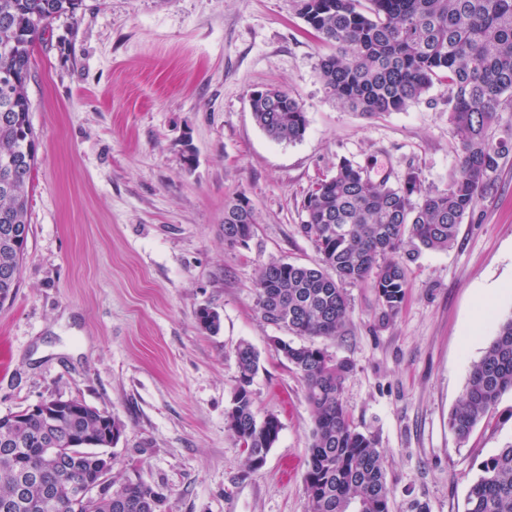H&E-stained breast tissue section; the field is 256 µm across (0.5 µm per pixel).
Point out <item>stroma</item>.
<instances>
[{"label": "stroma", "instance_id": "35a3bbf8", "mask_svg": "<svg viewBox=\"0 0 512 512\" xmlns=\"http://www.w3.org/2000/svg\"><path fill=\"white\" fill-rule=\"evenodd\" d=\"M328 51L297 0H85L53 22L27 86L38 160L20 284L0 306V417L55 397L112 413L113 482L159 490L162 512H309L312 412L276 345L288 331L257 309L258 268L318 263L303 200L339 159L438 189L458 161L444 85L369 118L327 96L316 67ZM270 86L303 105V140L255 124L249 96ZM241 194L257 224L231 248L224 206ZM408 282L387 321L372 288L349 287L342 336L315 344L352 365L344 404L382 453L391 512H464L483 461L512 440L511 391L468 439L448 424L512 315L511 292L474 320L478 294L512 285V154L455 243L422 252ZM203 307L218 333L199 330ZM242 342L261 360L256 413L282 426L254 472L224 421Z\"/></svg>", "mask_w": 512, "mask_h": 512}]
</instances>
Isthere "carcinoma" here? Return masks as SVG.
Wrapping results in <instances>:
<instances>
[{
	"instance_id": "cac0c4a2",
	"label": "carcinoma",
	"mask_w": 512,
	"mask_h": 512,
	"mask_svg": "<svg viewBox=\"0 0 512 512\" xmlns=\"http://www.w3.org/2000/svg\"><path fill=\"white\" fill-rule=\"evenodd\" d=\"M83 0H0V270L21 271L27 246L4 235L6 224H27L29 190L37 163L27 84L36 43L53 20L73 18ZM299 14L333 52L321 57L317 74L326 93L344 108L373 117L402 112L435 83L448 90V117L459 142L457 170L444 189L422 190L416 172L397 184L375 183L362 166L343 158L313 183L303 201L300 232L313 241L320 262L300 266L269 262L258 270L257 307L263 320L298 337L341 335L348 320L347 287L374 289L382 317L399 311L408 287L407 262L421 250L443 251L459 225L493 185L500 160L512 152V128H496L504 95L512 105V0H299ZM256 125L273 141L302 140L308 119L302 104L279 88L254 92ZM421 202H412L413 195ZM255 214L239 196L224 208V243L247 244ZM198 328L215 333L220 316L196 314ZM278 349L299 373L314 426L304 486L309 512H390L391 491L374 439L359 432L343 401L351 372L311 343L278 340ZM237 385L225 427L259 469L278 439L274 415L258 420L250 386L259 355L248 343L235 350ZM512 391V316L499 324L482 357L469 369L449 426L460 440L488 418ZM104 411L86 406L53 433L70 452L85 481L97 479L108 444L100 440L72 449L71 439L99 436ZM47 437L37 415L0 429V512H161L163 495L144 483H123L119 499L88 505L63 494L49 496L47 472L30 473ZM465 512H512V441L487 458L470 486Z\"/></svg>"
}]
</instances>
